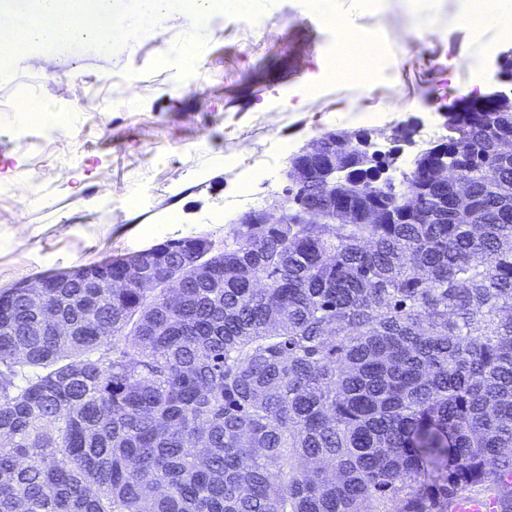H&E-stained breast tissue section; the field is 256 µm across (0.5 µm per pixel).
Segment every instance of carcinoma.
<instances>
[{"mask_svg":"<svg viewBox=\"0 0 512 512\" xmlns=\"http://www.w3.org/2000/svg\"><path fill=\"white\" fill-rule=\"evenodd\" d=\"M349 137L315 139L342 224L312 204L54 273L41 310L0 291V512H512V98L450 113L407 171ZM445 147L466 221L417 180ZM133 260L156 287L102 286ZM303 211L288 212V200L278 197L271 200L264 209L252 219L254 224H299L305 217ZM497 497L494 494L465 497L455 502L453 512H498Z\"/></svg>","mask_w":512,"mask_h":512,"instance_id":"carcinoma-1","label":"carcinoma"}]
</instances>
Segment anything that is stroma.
I'll return each instance as SVG.
<instances>
[{"mask_svg":"<svg viewBox=\"0 0 512 512\" xmlns=\"http://www.w3.org/2000/svg\"><path fill=\"white\" fill-rule=\"evenodd\" d=\"M112 2L127 29L108 49L83 37L6 56L0 290L170 239L220 238L282 193L289 157L332 130L410 128L398 159L407 167L418 147L446 135L448 103L474 62L492 73V89L512 92L498 27L461 28V0H370L352 12L377 57L363 83L318 80L336 60L331 18L351 0H211L202 12L193 0H166L147 28L142 0ZM421 14L434 34L417 28ZM22 98L65 115L67 135L18 111ZM287 98L302 107L283 108ZM173 213L181 226L168 225Z\"/></svg>","mask_w":512,"mask_h":512,"instance_id":"stroma-1","label":"stroma"}]
</instances>
